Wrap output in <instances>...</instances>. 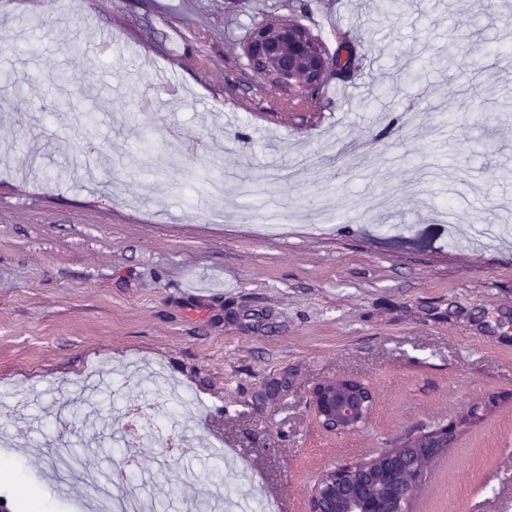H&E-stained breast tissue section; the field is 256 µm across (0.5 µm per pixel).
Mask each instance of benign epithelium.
<instances>
[{"instance_id": "obj_1", "label": "benign epithelium", "mask_w": 512, "mask_h": 512, "mask_svg": "<svg viewBox=\"0 0 512 512\" xmlns=\"http://www.w3.org/2000/svg\"><path fill=\"white\" fill-rule=\"evenodd\" d=\"M250 70L272 87H297L307 96L319 90L332 59L315 35L285 17L267 19L243 43ZM374 394L361 380L334 376L311 391L309 405L327 431L350 434L364 425L374 407ZM455 426L416 435L376 457L340 463L327 469L309 492L307 512H410L430 461L451 443ZM408 449L428 452L412 462Z\"/></svg>"}]
</instances>
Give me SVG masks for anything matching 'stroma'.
Returning <instances> with one entry per match:
<instances>
[{
  "label": "stroma",
  "mask_w": 512,
  "mask_h": 512,
  "mask_svg": "<svg viewBox=\"0 0 512 512\" xmlns=\"http://www.w3.org/2000/svg\"><path fill=\"white\" fill-rule=\"evenodd\" d=\"M269 0H5L0 32V499L94 512L60 492L57 449L105 473L119 427L86 450L54 412L87 375L115 418L199 437L189 460L147 453L131 483L159 512H190L188 485L236 503L307 512L333 465L371 458L494 397L431 466L415 512H512V118L449 128L460 101L512 99V45L447 62L472 34L471 0H279L349 77L328 74L323 112L266 114L242 36ZM112 31V49L91 42ZM81 52H72V44ZM419 84L373 91L400 68ZM75 82L65 90L55 76ZM490 134L491 155L469 147ZM375 396L350 434L318 424L320 379ZM272 378L283 395L262 402Z\"/></svg>",
  "instance_id": "stroma-1"
}]
</instances>
